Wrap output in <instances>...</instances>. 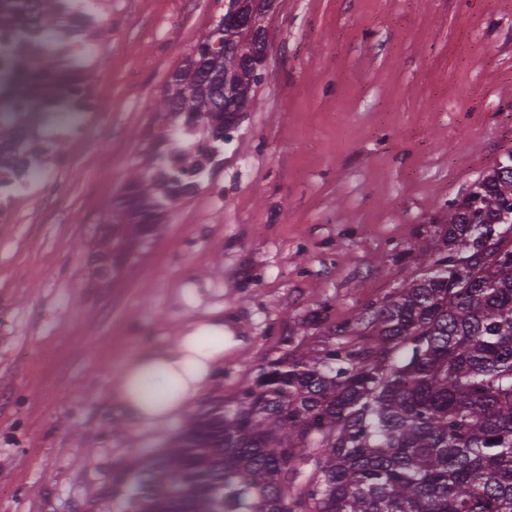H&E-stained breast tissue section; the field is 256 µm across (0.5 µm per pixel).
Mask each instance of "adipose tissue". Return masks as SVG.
<instances>
[{"instance_id":"obj_1","label":"adipose tissue","mask_w":512,"mask_h":512,"mask_svg":"<svg viewBox=\"0 0 512 512\" xmlns=\"http://www.w3.org/2000/svg\"><path fill=\"white\" fill-rule=\"evenodd\" d=\"M231 342L219 320L189 326L173 347L145 351L119 376L115 391L128 418L158 424L179 416Z\"/></svg>"}]
</instances>
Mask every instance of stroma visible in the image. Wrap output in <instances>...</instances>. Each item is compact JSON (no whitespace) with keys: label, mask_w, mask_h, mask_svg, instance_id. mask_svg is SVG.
<instances>
[{"label":"stroma","mask_w":512,"mask_h":512,"mask_svg":"<svg viewBox=\"0 0 512 512\" xmlns=\"http://www.w3.org/2000/svg\"><path fill=\"white\" fill-rule=\"evenodd\" d=\"M224 0H106L101 110L64 195L0 223V512H113L112 482L175 418L132 423L114 385L141 351L223 316L234 347L186 408L231 399L286 354L368 338L358 318L417 275L402 253L512 152V0H276L267 67L206 181L163 210L108 282L102 239L160 129L154 104Z\"/></svg>","instance_id":"1"}]
</instances>
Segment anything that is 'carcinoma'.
<instances>
[{
    "instance_id": "obj_1",
    "label": "carcinoma",
    "mask_w": 512,
    "mask_h": 512,
    "mask_svg": "<svg viewBox=\"0 0 512 512\" xmlns=\"http://www.w3.org/2000/svg\"><path fill=\"white\" fill-rule=\"evenodd\" d=\"M69 34L65 0H0V168L23 172L45 152L31 114H55L83 87L84 62L51 54L66 78L33 107L23 97V84L51 76L35 74L28 45ZM249 51L267 55L263 27L192 53L160 111L180 124L198 112L218 137L267 74L243 64ZM156 138L194 160V143ZM163 155L126 186L121 210L138 224L189 193ZM511 207L512 165L497 164L414 255L423 272L372 310L374 342L268 362L231 403L200 409L159 455L129 464L112 494L121 512H512Z\"/></svg>"
}]
</instances>
